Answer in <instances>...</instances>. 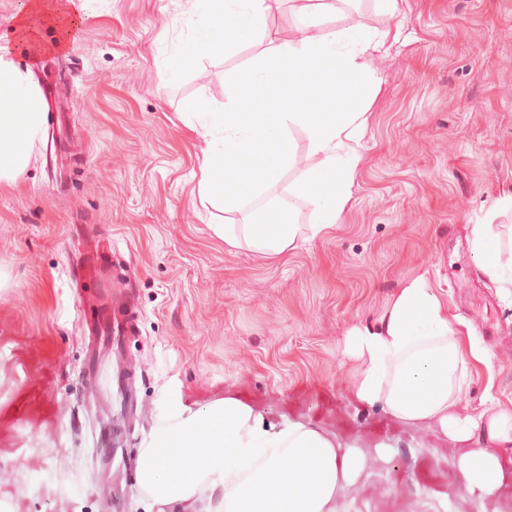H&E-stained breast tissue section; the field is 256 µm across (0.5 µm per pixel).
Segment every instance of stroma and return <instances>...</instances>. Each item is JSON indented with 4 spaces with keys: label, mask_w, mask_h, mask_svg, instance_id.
I'll return each mask as SVG.
<instances>
[{
    "label": "stroma",
    "mask_w": 512,
    "mask_h": 512,
    "mask_svg": "<svg viewBox=\"0 0 512 512\" xmlns=\"http://www.w3.org/2000/svg\"><path fill=\"white\" fill-rule=\"evenodd\" d=\"M59 53L31 62L46 124L15 183L0 184V512H148L142 441L169 389L201 409L249 387L272 416L315 422L368 456L339 512H512L506 482L479 504L434 426L352 397L344 335L401 280L429 270L450 312L491 354L459 407L512 409V297L480 270L473 228L512 225V0H375L338 26L397 29L340 224L282 258L228 247L197 181L209 141L192 100L224 108L227 73L257 54L203 57L167 83L195 27L188 0H90ZM113 239L139 330L92 381L84 323L101 318L91 239ZM393 447L389 461L374 446Z\"/></svg>",
    "instance_id": "1"
}]
</instances>
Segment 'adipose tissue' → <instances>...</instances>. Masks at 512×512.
I'll list each match as a JSON object with an SVG mask.
<instances>
[{
    "instance_id": "adipose-tissue-1",
    "label": "adipose tissue",
    "mask_w": 512,
    "mask_h": 512,
    "mask_svg": "<svg viewBox=\"0 0 512 512\" xmlns=\"http://www.w3.org/2000/svg\"><path fill=\"white\" fill-rule=\"evenodd\" d=\"M47 6V0H30L12 34L0 35V182H13L27 168L43 133L44 99L32 70L18 67L14 56L24 50L38 59L33 26ZM193 8L196 33L168 61L169 80H178L194 58L267 44L246 68L228 75L223 111L198 102L188 109L202 115L203 136L221 138L200 167L201 200L244 215L242 223L214 225V232L230 248L246 246L274 259L296 249L305 228L289 216L261 223L249 201L297 165V129L307 137L312 164L290 192L312 207L306 229L315 236L340 223L375 99L371 60L392 31L326 30L339 12L334 0L301 6L295 31L275 39L268 36L270 0H194ZM329 62L336 65L335 81L317 80ZM472 248L482 273L497 288L512 289V255L504 256L493 225H475ZM344 354L359 405L381 407L407 426H436L461 449L457 467L468 493L481 501L495 496L512 452V411L459 410L469 365L487 364L489 354L465 322L450 315L428 272L402 280L374 323L349 327ZM366 466L355 446L301 418L267 422L238 393L225 391L195 410L173 392L143 440L136 480L157 512H191L198 502L202 512H338L340 494L358 483Z\"/></svg>"
}]
</instances>
